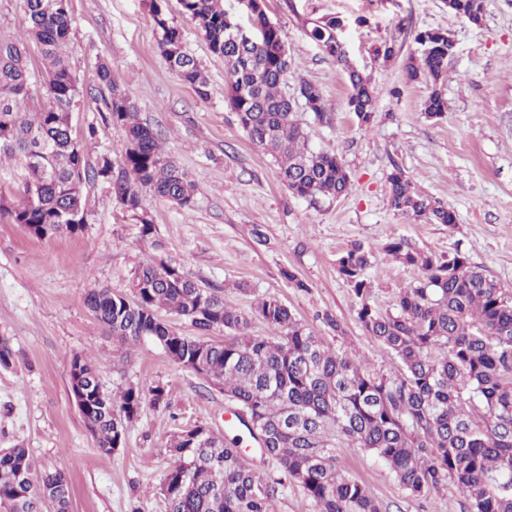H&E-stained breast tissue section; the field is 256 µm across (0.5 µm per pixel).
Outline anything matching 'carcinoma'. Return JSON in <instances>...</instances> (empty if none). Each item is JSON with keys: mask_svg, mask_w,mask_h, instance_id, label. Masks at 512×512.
Returning a JSON list of instances; mask_svg holds the SVG:
<instances>
[{"mask_svg": "<svg viewBox=\"0 0 512 512\" xmlns=\"http://www.w3.org/2000/svg\"><path fill=\"white\" fill-rule=\"evenodd\" d=\"M28 29L0 33V160L20 161L19 200L0 194V220L21 224L46 238L77 234L86 223L81 184L87 177L84 147L73 142L70 119L83 96L63 51L71 33L67 0H23ZM211 52L224 59L225 99L249 141L269 155L288 191L300 198H340L350 187L343 158L315 152L296 118V103L281 90L290 68L287 34L271 23L265 0H248L251 39L236 37L242 27L224 0H179ZM448 10L479 24L485 0H449ZM153 18L162 57L195 94L208 97L209 79L187 54L177 27L158 0ZM339 17L305 18L302 27L325 56L346 70L348 103L360 127L376 115V91L350 62ZM420 54L404 62L408 80L448 77V35L425 30L416 37ZM40 49L45 66L36 84L29 48ZM98 78L112 128L126 150L116 162L104 157L95 175L112 183L117 201L140 218L142 235L152 233L144 215L150 192L180 207L194 201L196 186L161 150L156 133L139 120L126 89L112 82L101 62ZM306 111L321 122L329 112L320 89L302 79ZM34 112H22L30 100ZM429 118H442L448 102L435 89L424 101ZM392 210L430 224L453 227V209L420 192L396 167L388 176ZM386 251L423 279L401 288L384 304L367 278L372 253L354 242L340 254L336 269L351 287L362 329L390 352L394 368L371 371L351 350H338L296 319L279 298L259 299L246 314L224 301L218 289L200 287L179 269L146 263L133 273L132 296L97 288L84 304L128 344L147 338L168 357L224 391L245 412L241 424L263 447L278 478L266 479L240 449L208 434L191 443L185 432L170 441L173 461L160 493L167 512H277L276 499L290 485L303 495L302 512H381L363 483L336 469L335 450L359 448L376 456L413 497L452 484L466 507L461 512H512V292L461 254L438 257L392 241ZM190 321L202 333L224 332L222 340L184 336L159 318L158 310ZM260 318L267 335L252 334ZM84 380L103 402L82 410L98 451L109 455L125 441L148 402L160 407L163 387H128L110 392L95 364L82 357ZM72 485L60 471L37 472L25 448L0 454V512H70Z\"/></svg>", "mask_w": 512, "mask_h": 512, "instance_id": "1", "label": "carcinoma"}]
</instances>
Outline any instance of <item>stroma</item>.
<instances>
[{"label":"stroma","mask_w":512,"mask_h":512,"mask_svg":"<svg viewBox=\"0 0 512 512\" xmlns=\"http://www.w3.org/2000/svg\"><path fill=\"white\" fill-rule=\"evenodd\" d=\"M68 9L69 62L84 91L71 134L88 145L87 169L104 156L121 159L126 149L102 100L97 66L104 59L114 82L130 92L141 122L197 185L188 209L145 195L153 224L147 237L111 183L94 176L82 185L88 222L81 234L40 239L0 221V346L13 355L10 367L0 368V448H28L39 468L66 473L71 512H167L160 483L171 463V436L195 425L228 440L239 432L225 420L230 405L222 391L152 341L128 345L115 338L84 304L91 289L129 294L135 268L162 261L201 287L221 289L247 313L255 298L277 296L331 344L336 334L324 317L332 315L368 367L387 372L390 354L361 328L352 290L336 271L351 243L370 247L367 277L383 301L422 279L386 252L394 240L438 256L461 253L512 288V0H486L478 25L443 0H266L269 20L288 35L284 92L298 97L304 79L320 88L330 107L327 124L302 109L296 116L309 146L342 157L350 172L349 193L332 200L294 197L271 158L248 141L225 102L224 61L211 53L178 0H167L168 18L208 75L205 100L162 59L150 0H68ZM325 16L349 22L350 61L378 92L371 127H359L350 110L345 71L301 26L302 18ZM424 30L454 40L441 87L448 111L438 120L423 111L431 80L408 81L403 70L405 58L418 54L415 36ZM385 40L396 50L387 62L372 55ZM92 127L97 135L91 140ZM396 167L454 209L455 227L388 207V176ZM296 278L304 288L293 286ZM78 356L95 361L107 389L166 390L161 408L144 405L115 453L97 451L72 397L69 370ZM335 457L337 468L367 485L384 512H448L455 495L447 485L409 496L373 454L358 448L336 449Z\"/></svg>","instance_id":"stroma-1"}]
</instances>
